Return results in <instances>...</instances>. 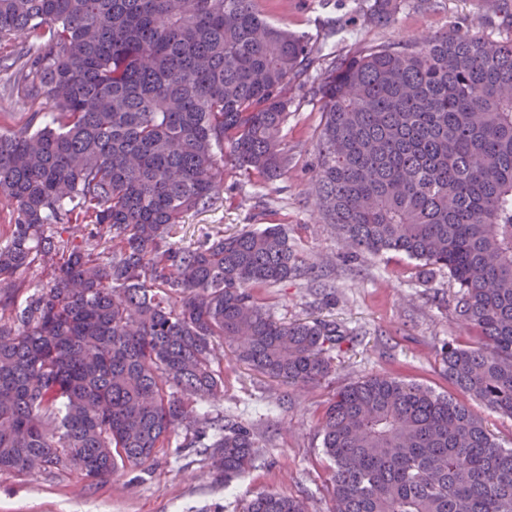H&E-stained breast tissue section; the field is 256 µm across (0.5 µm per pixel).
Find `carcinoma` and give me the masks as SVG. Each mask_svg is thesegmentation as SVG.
<instances>
[{"mask_svg": "<svg viewBox=\"0 0 512 512\" xmlns=\"http://www.w3.org/2000/svg\"><path fill=\"white\" fill-rule=\"evenodd\" d=\"M396 0H374L377 27ZM49 111L0 132V471L77 468L101 481L169 447L184 423L229 482L252 467L250 430L220 405L218 346L296 387L325 378L341 334L276 320L254 290L299 271L278 224L166 246L214 204L224 158L263 182L288 172V100L310 38L259 0H0ZM322 112L316 206L360 252L446 268L460 392L512 417V40L422 33L332 63L310 87ZM61 224L69 236H50ZM49 281L16 293L36 260ZM333 512H512V448L456 398L369 375L319 422ZM244 512H309L264 492Z\"/></svg>", "mask_w": 512, "mask_h": 512, "instance_id": "obj_1", "label": "carcinoma"}]
</instances>
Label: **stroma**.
<instances>
[{
    "mask_svg": "<svg viewBox=\"0 0 512 512\" xmlns=\"http://www.w3.org/2000/svg\"><path fill=\"white\" fill-rule=\"evenodd\" d=\"M398 2L390 26L356 18L361 35L352 40L335 32L351 0H262L271 22L324 47L308 71L307 86L291 82L284 90L288 172L266 184L225 165L216 204L188 214L169 240L170 246L182 247L217 233L281 225L300 272L256 289L255 297L276 320L335 324L342 339L330 353L328 376L291 387L225 352L224 400L217 412L247 426L258 443L253 467L232 484L216 476L202 449L185 447L191 431L181 427L156 457L118 469L101 482L54 468L23 476L0 472V512H243L247 497L267 491L302 499L309 512H331L333 464L322 451L318 422L336 391L367 375H388L455 395L442 348L475 341L458 321L459 287L447 270L423 272L402 254L356 255L336 226L323 221L313 180L321 112L307 87L332 61L372 46L404 43L422 32L474 27L492 39L512 40V10L503 0ZM25 61L20 45L0 38V128L5 130L24 128L32 113L47 107L45 96L31 93L17 76Z\"/></svg>",
    "mask_w": 512,
    "mask_h": 512,
    "instance_id": "1",
    "label": "stroma"
}]
</instances>
